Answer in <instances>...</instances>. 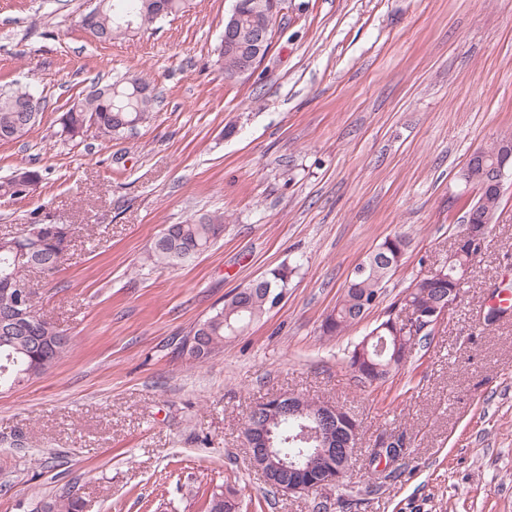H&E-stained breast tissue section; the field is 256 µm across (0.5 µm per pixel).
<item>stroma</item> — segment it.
Instances as JSON below:
<instances>
[{"instance_id":"obj_1","label":"stroma","mask_w":512,"mask_h":512,"mask_svg":"<svg viewBox=\"0 0 512 512\" xmlns=\"http://www.w3.org/2000/svg\"><path fill=\"white\" fill-rule=\"evenodd\" d=\"M89 0H0V88L46 107L0 142V235L32 214L70 224L60 270L37 276L41 314L72 347L43 377L0 392V512L71 490L86 512H205L234 487L241 512H512V177L457 307L395 377L368 385L345 350L417 277L446 261L474 189L458 173L512 136V0H284L252 75L214 67L233 0L103 43ZM134 75L158 96L148 122L70 140L59 116L98 81ZM218 213L191 261L149 257L168 224ZM410 246L379 306L338 336L320 326L385 237ZM281 303L209 360L181 339L236 288L281 265ZM285 392L349 411L362 431L346 486L282 495L251 469L245 418ZM404 459H373L379 436ZM42 176L38 170L30 168H18L12 175L0 182V195L9 197H20L26 195L19 192V189L28 184H38Z\"/></svg>"}]
</instances>
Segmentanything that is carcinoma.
<instances>
[{"label": "carcinoma", "instance_id": "cac0c4a2", "mask_svg": "<svg viewBox=\"0 0 512 512\" xmlns=\"http://www.w3.org/2000/svg\"><path fill=\"white\" fill-rule=\"evenodd\" d=\"M100 11L97 25L101 40L111 41L126 36L130 30H139L167 17L175 16L186 8L187 0H166V13L158 14L146 7L148 0H98ZM269 0H242L244 23L248 27L265 25L274 28L277 13L269 12ZM217 64L231 73L240 66V57L224 51L219 45ZM140 79L124 77L111 83L97 84L82 100L74 104L60 118L62 132L76 138L83 129L94 122L101 133L112 138L138 128L146 122L152 95L137 92ZM28 97L42 98L35 89L0 91V142L23 138L37 123L39 116L28 117L21 103ZM484 164L505 165L512 170V149L493 145L481 150ZM39 171L18 168L0 182V195L20 197L19 189L28 184H38ZM497 198L479 195L469 205L465 224L479 230L489 225L500 206ZM224 233V216L200 214L180 224H169L154 239L151 254L154 261L164 266L187 262L207 250ZM71 242V225L46 224L33 217L17 236L0 237V309L14 306L19 301L17 287L29 281L31 266L40 267L41 273L52 275L59 270ZM408 247L407 238L395 233L385 239L362 262L365 272L349 278L336 307L321 324L322 335L337 336L360 322L367 312L380 303L383 283L400 266ZM28 254V259L18 260V251ZM469 250L434 268V274L413 281L398 302L412 303L415 307L430 310L453 294L461 297L465 281L459 272L463 265L471 264ZM293 269L277 267L266 275L250 281L243 293H231L224 305L196 324L182 342L183 352L194 361L203 362L224 347V343L245 332L260 320L284 297ZM24 308L29 310L34 324L35 342L21 336L0 334V389L10 390L33 378L51 371L68 353L71 337L66 330L44 319L35 303L28 298ZM378 338L371 341L366 353L358 346L349 352L347 364L359 367V377L364 381L385 382L395 376L412 357L416 343L405 345L404 355L394 357L395 340L402 331L399 322L386 315L377 324ZM207 512H236L238 503L212 489L207 499ZM83 502L74 495H63L40 501L36 512H82Z\"/></svg>", "mask_w": 512, "mask_h": 512}]
</instances>
